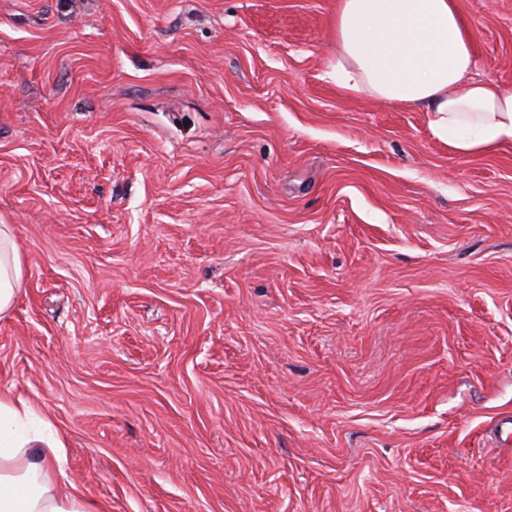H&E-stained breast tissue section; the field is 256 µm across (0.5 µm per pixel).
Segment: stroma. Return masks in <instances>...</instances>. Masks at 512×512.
<instances>
[{"instance_id": "obj_1", "label": "stroma", "mask_w": 512, "mask_h": 512, "mask_svg": "<svg viewBox=\"0 0 512 512\" xmlns=\"http://www.w3.org/2000/svg\"><path fill=\"white\" fill-rule=\"evenodd\" d=\"M335 10L0 0V390L101 512H512V146L342 92ZM24 275V257L13 228L0 224V318L12 309Z\"/></svg>"}]
</instances>
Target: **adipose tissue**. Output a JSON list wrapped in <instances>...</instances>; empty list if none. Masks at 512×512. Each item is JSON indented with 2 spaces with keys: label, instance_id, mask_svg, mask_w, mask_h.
Segmentation results:
<instances>
[{
  "label": "adipose tissue",
  "instance_id": "1",
  "mask_svg": "<svg viewBox=\"0 0 512 512\" xmlns=\"http://www.w3.org/2000/svg\"><path fill=\"white\" fill-rule=\"evenodd\" d=\"M330 76L346 93L424 112L432 136L463 157L512 146V88L475 77L458 0H337ZM25 275L0 224V317ZM65 444L50 418L0 392V512H97L62 481Z\"/></svg>",
  "mask_w": 512,
  "mask_h": 512
}]
</instances>
